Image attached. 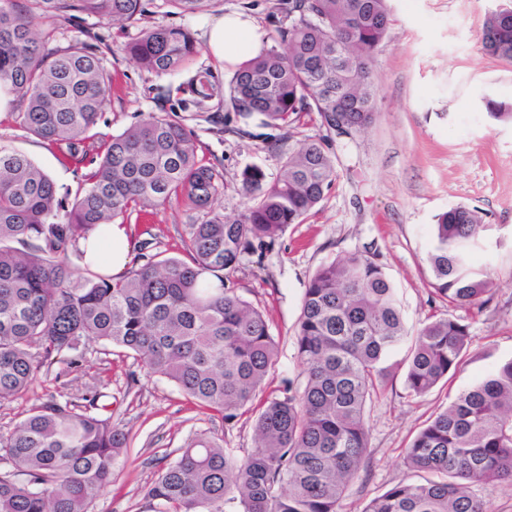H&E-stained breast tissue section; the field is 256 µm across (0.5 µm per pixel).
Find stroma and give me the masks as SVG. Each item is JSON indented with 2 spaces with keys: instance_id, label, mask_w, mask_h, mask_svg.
I'll use <instances>...</instances> for the list:
<instances>
[{
  "instance_id": "35a3bbf8",
  "label": "stroma",
  "mask_w": 512,
  "mask_h": 512,
  "mask_svg": "<svg viewBox=\"0 0 512 512\" xmlns=\"http://www.w3.org/2000/svg\"><path fill=\"white\" fill-rule=\"evenodd\" d=\"M276 2L212 0L202 12L183 14L163 0H143L139 22L123 29L82 12L48 20L34 9L30 19L49 32L50 46L94 45L111 72L112 104L97 132H120L151 113L183 122L199 158L224 175L212 209L232 217L242 207L234 190L240 172L257 166L267 179L279 178V151L257 125L244 136L229 131L223 96L199 111L179 106L180 87L196 73H208L223 88L231 71L217 66L203 48L180 71L158 75L143 69L124 47L145 27L180 26L197 38L204 20L235 12L269 33L280 17ZM499 2L391 0L392 26L372 64L377 96L371 126L356 142L338 148L339 177L324 201L302 223L288 225L262 263L244 259L231 276L238 294L266 315L278 342L277 360L252 411L225 423L172 382L147 374L132 354L91 341L42 368L27 397L0 400V436L10 435L32 405L94 397L96 406H109L128 442L111 484L89 512H147L151 483L191 439L209 437L243 457L255 446L254 409L280 395L285 381L303 388L295 333L304 291L325 263L355 251L373 257L395 288L409 331L454 313L435 293L426 258L437 215L466 204L480 208L493 227L486 251L493 288L481 311L463 314L470 325L465 361L447 382L415 398L406 389L405 348L387 356L388 374L366 412L369 448L348 486L343 512H363L369 500L394 485L419 480L404 461L416 433L457 393L512 359V121H493L486 109L490 99L512 107V63L486 54L481 44L484 14ZM0 145L25 153L58 185L77 188L73 166L41 140L0 124ZM208 212L188 209L174 196L132 215L126 225L130 259L142 252L176 256L185 225L202 223Z\"/></svg>"
}]
</instances>
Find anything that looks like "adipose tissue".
Returning a JSON list of instances; mask_svg holds the SVG:
<instances>
[{"instance_id": "obj_1", "label": "adipose tissue", "mask_w": 512, "mask_h": 512, "mask_svg": "<svg viewBox=\"0 0 512 512\" xmlns=\"http://www.w3.org/2000/svg\"><path fill=\"white\" fill-rule=\"evenodd\" d=\"M203 38L209 53L224 68L233 69L254 57L262 46L263 33L248 16L223 14L204 22ZM84 262L109 273H118L127 261V241L121 225L110 224L105 235H91L82 244Z\"/></svg>"}]
</instances>
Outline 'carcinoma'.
<instances>
[{
  "mask_svg": "<svg viewBox=\"0 0 512 512\" xmlns=\"http://www.w3.org/2000/svg\"><path fill=\"white\" fill-rule=\"evenodd\" d=\"M44 17L67 12L131 22L143 0H34ZM183 13L211 0H164ZM288 18L272 45L239 67L227 103L237 122L281 132L317 115L325 134L296 141L283 175L246 168L235 190L244 208L188 224L187 260L134 262L112 276L70 260L103 224L181 196L209 207L223 175L198 159L180 121L150 115L119 134L95 131L112 103V74L92 45L46 48L17 0H0V92L4 119L56 149L81 172L78 188L57 185L27 155L0 146V400L27 395L41 369L89 340L134 353L150 375L174 382L196 403L231 422L275 365L277 344L262 311L239 295L230 274L244 256L262 261L290 224H299L336 182L332 142H353L371 123L373 57L389 34V0H278ZM485 52L512 63V13L492 10L481 30ZM125 50L146 70H178L197 46L181 27L140 31ZM203 77L183 92L198 105L212 96ZM480 211L456 205L431 227L432 286L460 308L480 309L490 292ZM409 344L408 394L420 397L456 372L469 324L452 315L408 336L393 285L371 257L354 252L320 267L302 299L296 348L306 383L268 401L243 459L194 439L165 467L147 496L158 512H342L368 448L367 400L386 375L385 357ZM126 434L112 417L79 403L45 402L0 439V512H88L112 483ZM405 463L430 474L372 499L363 512H487L471 485L512 481V360L459 392L406 450Z\"/></svg>",
  "mask_w": 512,
  "mask_h": 512,
  "instance_id": "carcinoma-1",
  "label": "carcinoma"
}]
</instances>
